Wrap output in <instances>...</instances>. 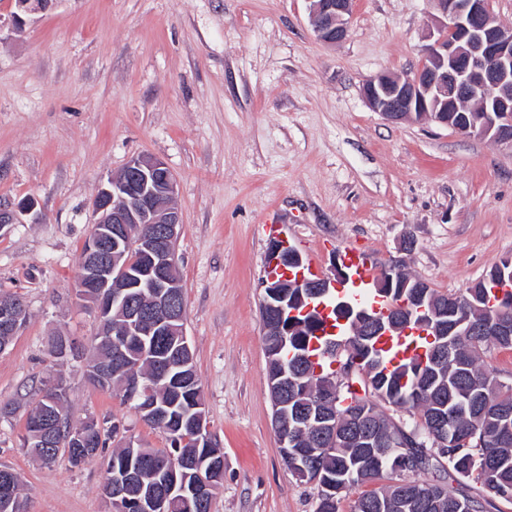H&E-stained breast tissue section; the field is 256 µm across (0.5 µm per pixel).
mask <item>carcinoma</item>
<instances>
[{
	"label": "carcinoma",
	"instance_id": "1",
	"mask_svg": "<svg viewBox=\"0 0 512 512\" xmlns=\"http://www.w3.org/2000/svg\"><path fill=\"white\" fill-rule=\"evenodd\" d=\"M512 283V260L494 264L485 277L462 292L440 294L430 290L437 304L446 308L448 335L439 336L437 354L422 364L413 357L390 367L379 351L371 349L366 336L353 327L367 303L350 300L338 306L337 314L347 318L348 336L340 344L325 343L323 354L331 361L338 350H348L356 363L353 383L364 396L343 383L332 415L336 416V440L316 438V421L302 430H288L296 447L283 455L292 470L303 465L319 475L320 494L315 512H338L344 492L375 481L384 484L356 500L353 512H492L496 503H512V383L499 379L488 368L485 355L492 349L512 348V299L500 301L497 290L502 281ZM130 315L127 303L116 302L99 329L125 328ZM317 310L296 315L292 336L281 358L292 363L305 356L288 383V419L292 420L323 392L325 385L338 380L336 370H325L310 350V342L322 329ZM175 336H95L94 355L112 362L108 389L117 390L132 402L128 385L137 376L155 375L161 361L172 358L168 376L154 390L156 407L141 417L162 429L170 447L146 448L125 445L112 452L107 469L132 473L123 486L128 512H141L137 500L149 492L162 493L173 478L167 471L171 458L185 453L204 456L195 448L193 431L182 424L179 407H190L199 397L200 386L194 363L174 355ZM66 401L62 377L46 380L40 402ZM405 412L413 423L395 419L389 411ZM373 429L375 444L359 448L355 442L361 425ZM448 431L445 448H390L387 440L425 442L430 436ZM86 448H75L67 435L58 437L53 455L64 450L69 461L79 466L105 449L104 428L89 425Z\"/></svg>",
	"mask_w": 512,
	"mask_h": 512
}]
</instances>
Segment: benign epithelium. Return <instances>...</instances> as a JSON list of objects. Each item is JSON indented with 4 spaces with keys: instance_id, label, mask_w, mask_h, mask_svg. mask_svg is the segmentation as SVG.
<instances>
[{
    "instance_id": "1",
    "label": "benign epithelium",
    "mask_w": 512,
    "mask_h": 512,
    "mask_svg": "<svg viewBox=\"0 0 512 512\" xmlns=\"http://www.w3.org/2000/svg\"><path fill=\"white\" fill-rule=\"evenodd\" d=\"M54 0H13L11 13L15 29L25 25V17L44 12ZM309 14L316 37L326 44L343 41L348 34V16L352 0H308ZM439 13L435 28L429 32L430 43L416 73L401 78L381 74L369 80L364 98L369 108L384 119L398 123L405 119L431 120L459 133L488 137L512 149V26L500 24L490 9V0H431ZM450 112H471L473 116L457 123L448 119ZM176 178L160 160L136 156L124 166L119 176L110 178L93 199L96 225L82 246L80 264L84 275L79 291L93 300L97 317L104 319L112 311V302L127 288L147 284L151 310L145 319L133 323L138 336H157L172 322L185 321V313L171 307L178 284L174 243L182 224L181 212L172 205ZM34 203L26 201L0 206V232L21 223ZM143 229L133 236L130 225ZM269 267H278L283 276L263 281L264 305L276 318L272 335L288 341L286 318L296 315L288 310L285 288L299 289V297L312 298L320 288H333L348 278L345 264L334 261L332 276L313 281L295 280L286 265L283 246L270 243ZM23 321L14 305L0 296V334L14 336ZM368 331L374 335L402 333L397 319L373 317ZM195 427L196 445L209 441L205 413L200 406L187 413ZM43 445H49L63 429L62 418L46 410L43 422H36ZM213 490L210 484L172 485L169 495L154 497L140 504L145 512H167L169 501L202 499Z\"/></svg>"
}]
</instances>
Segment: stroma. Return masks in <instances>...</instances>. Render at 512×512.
Segmentation results:
<instances>
[{"instance_id":"stroma-1","label":"stroma","mask_w":512,"mask_h":512,"mask_svg":"<svg viewBox=\"0 0 512 512\" xmlns=\"http://www.w3.org/2000/svg\"><path fill=\"white\" fill-rule=\"evenodd\" d=\"M11 11L0 0V204L36 209L0 234V294L29 311L0 351V468L20 475L25 512L110 510L106 457L48 465L23 446L49 375L66 381L70 423L99 421L107 448L169 445L85 376L98 321L76 283L92 200L138 155L177 180L185 329L224 453L211 512H314L320 488L288 468L273 426L267 224L319 274L350 245L442 294L512 258V150L388 122L363 96L373 77L416 69L429 0H353L333 46L316 38L307 0H55L19 31ZM57 336L71 356L51 355Z\"/></svg>"}]
</instances>
